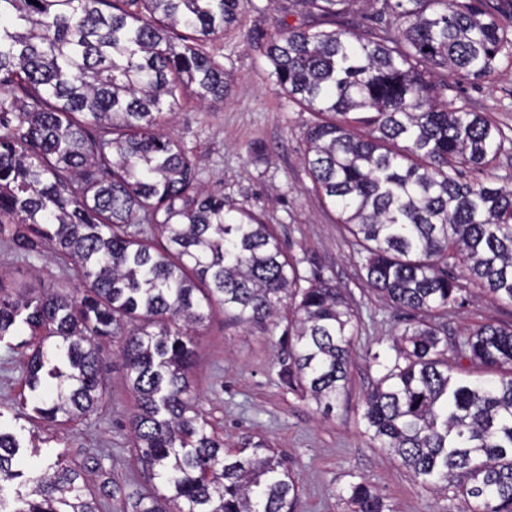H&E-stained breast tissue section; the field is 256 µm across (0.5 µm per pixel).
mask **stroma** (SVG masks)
Returning a JSON list of instances; mask_svg holds the SVG:
<instances>
[{
    "mask_svg": "<svg viewBox=\"0 0 512 512\" xmlns=\"http://www.w3.org/2000/svg\"><path fill=\"white\" fill-rule=\"evenodd\" d=\"M283 19L298 21L288 12V0H245L237 26L208 45L234 77L228 94L220 103L181 105L168 131L193 155L202 186L261 213L306 275L347 289L359 315L350 384L333 412L322 414L313 400L280 380L282 328L237 325L218 308L196 338L190 379L198 407L226 445L257 437L271 442L299 486L297 512H349L346 488L359 480L379 490L388 512H462V498L426 490L364 433L363 399L379 376L370 355L389 352L404 318L366 290L362 260L304 167L313 116L275 85L267 59L252 41L253 35L274 33ZM452 85L453 106L489 113L504 131L512 130V68ZM0 269L36 286L63 276L49 256L22 261L3 246ZM447 323L452 338L479 324H512V304L473 288L449 311ZM28 352L17 336L0 343V427L16 435L29 463L44 467L62 458L83 469L96 461L112 471L125 495L143 492L149 481L134 460L129 432L136 402L117 343L103 347V410L53 428H33L16 415L30 397L22 372Z\"/></svg>",
    "mask_w": 512,
    "mask_h": 512,
    "instance_id": "1",
    "label": "stroma"
}]
</instances>
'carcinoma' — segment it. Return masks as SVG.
I'll return each mask as SVG.
<instances>
[{"mask_svg":"<svg viewBox=\"0 0 512 512\" xmlns=\"http://www.w3.org/2000/svg\"><path fill=\"white\" fill-rule=\"evenodd\" d=\"M382 24L338 23L350 5ZM0 0V235L27 260L63 265L61 286L6 291L0 342L26 327L23 375L54 393L34 424L101 408L102 345L118 352L136 400L133 454L166 493L133 512H296L299 487L260 438L224 446L191 394L194 336L213 305L292 339L281 381L326 414L349 384L357 312L329 280L305 276L270 225L196 181L189 152L163 132L180 101L222 100L231 75L203 50L239 22L242 0ZM136 6L130 11L127 4ZM330 31L283 20L260 48L276 85L318 115L305 169L365 255L366 287L413 315L364 398L365 434L413 477L462 498L461 512H512V324L448 339L444 319L472 286L512 304V189L494 182L507 136L485 112L448 107V76L512 67V0H293ZM188 35L176 44L169 31ZM479 177L459 180L460 168ZM463 268V275L455 269ZM0 428V482L31 492L0 512H106L58 461L18 469ZM352 512H385L363 481Z\"/></svg>","mask_w":512,"mask_h":512,"instance_id":"carcinoma-1","label":"carcinoma"}]
</instances>
